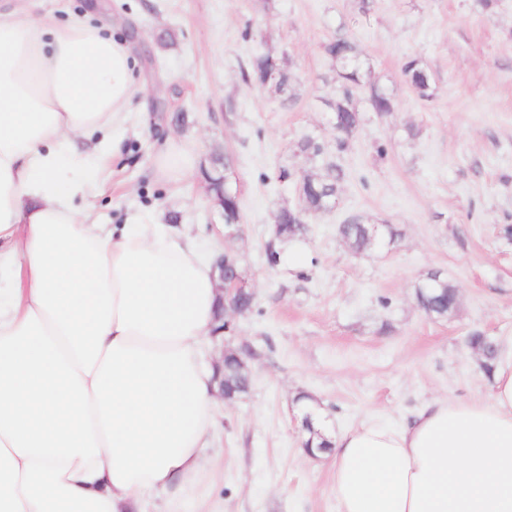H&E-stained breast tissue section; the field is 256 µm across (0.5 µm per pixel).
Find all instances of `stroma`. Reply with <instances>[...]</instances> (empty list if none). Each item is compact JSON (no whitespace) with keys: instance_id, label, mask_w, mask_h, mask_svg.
Returning <instances> with one entry per match:
<instances>
[{"instance_id":"35a3bbf8","label":"stroma","mask_w":512,"mask_h":512,"mask_svg":"<svg viewBox=\"0 0 512 512\" xmlns=\"http://www.w3.org/2000/svg\"><path fill=\"white\" fill-rule=\"evenodd\" d=\"M96 3L132 37L146 88L116 133L110 180L89 200L98 222L188 224L204 248H226L205 175L233 159L242 236L231 246L256 297L209 349L249 345L252 384L225 404L205 450L219 466L193 493L210 512H336L330 461L301 452L299 397L317 399L336 433L396 424L435 397L488 396L468 338L512 336V0H372L365 13L355 0H41L39 10L90 17ZM339 32L393 101L381 115L358 95L362 123L341 150L326 105L336 64L324 51ZM266 50L296 76L290 103L241 76ZM411 58L432 77L430 99L402 73ZM170 135L195 151L191 180L155 172ZM305 135L322 156L295 151ZM331 162L346 172L336 209L308 217L306 235L269 263L275 216L297 202L277 170L319 175ZM355 215L399 235L353 253L337 227ZM433 271L458 290L445 319L415 300Z\"/></svg>"}]
</instances>
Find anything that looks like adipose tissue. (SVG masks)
Returning <instances> with one entry per match:
<instances>
[{"instance_id":"adipose-tissue-1","label":"adipose tissue","mask_w":512,"mask_h":512,"mask_svg":"<svg viewBox=\"0 0 512 512\" xmlns=\"http://www.w3.org/2000/svg\"><path fill=\"white\" fill-rule=\"evenodd\" d=\"M112 26L0 0V512H147L161 494L205 512L187 491L223 407L214 259L188 227L116 230L80 205L140 92ZM194 169L167 139L157 175ZM324 438L336 512H512V339L488 397Z\"/></svg>"}]
</instances>
